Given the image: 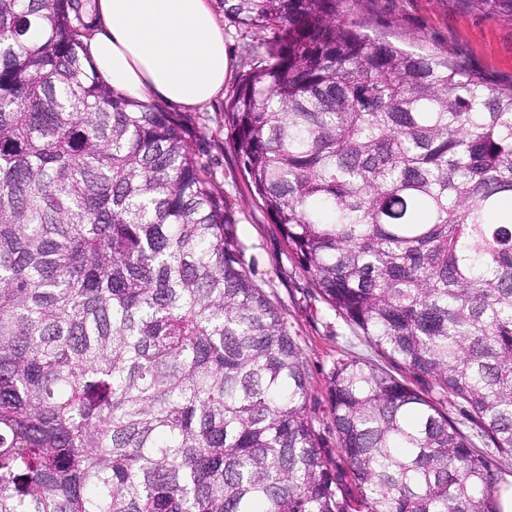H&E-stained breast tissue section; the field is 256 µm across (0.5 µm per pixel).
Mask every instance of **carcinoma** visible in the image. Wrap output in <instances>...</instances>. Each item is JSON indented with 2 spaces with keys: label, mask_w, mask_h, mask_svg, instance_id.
I'll list each match as a JSON object with an SVG mask.
<instances>
[{
  "label": "carcinoma",
  "mask_w": 512,
  "mask_h": 512,
  "mask_svg": "<svg viewBox=\"0 0 512 512\" xmlns=\"http://www.w3.org/2000/svg\"><path fill=\"white\" fill-rule=\"evenodd\" d=\"M221 2L266 35L224 112L248 188L424 387L337 360L333 457L186 121L86 65L91 0H0V512H500L439 405L512 456V87L371 36L364 0ZM443 410L448 413V416L456 422L462 423L460 428L468 436V438L474 443L476 448L490 454L492 452L491 445L487 444V440L484 438L480 427L473 421L468 419L466 408L462 403L448 399V402L443 403Z\"/></svg>",
  "instance_id": "cac0c4a2"
}]
</instances>
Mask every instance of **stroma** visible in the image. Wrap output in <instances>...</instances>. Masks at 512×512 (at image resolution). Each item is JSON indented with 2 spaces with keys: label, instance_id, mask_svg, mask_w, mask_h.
<instances>
[{
  "label": "stroma",
  "instance_id": "35a3bbf8",
  "mask_svg": "<svg viewBox=\"0 0 512 512\" xmlns=\"http://www.w3.org/2000/svg\"><path fill=\"white\" fill-rule=\"evenodd\" d=\"M362 18L368 34L386 37L420 54L449 55L497 86H512V19L488 17L469 8L465 0H365ZM224 45L229 60L224 89L229 92L248 56L262 53L263 47L261 37H239L229 25L224 28ZM225 106L221 98L191 111L193 126L187 142L238 212L237 234L244 246L245 264L270 298L280 304L303 348L310 414L332 443L336 436L327 380L338 359L358 355L404 380L409 373L322 302L308 277L288 257L279 227L251 199L241 181L237 158L227 142Z\"/></svg>",
  "mask_w": 512,
  "mask_h": 512
}]
</instances>
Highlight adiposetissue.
I'll return each instance as SVG.
<instances>
[{"mask_svg":"<svg viewBox=\"0 0 512 512\" xmlns=\"http://www.w3.org/2000/svg\"><path fill=\"white\" fill-rule=\"evenodd\" d=\"M88 55L114 90L196 110L224 93V28L210 0H95Z\"/></svg>","mask_w":512,"mask_h":512,"instance_id":"obj_1","label":"adipose tissue"}]
</instances>
